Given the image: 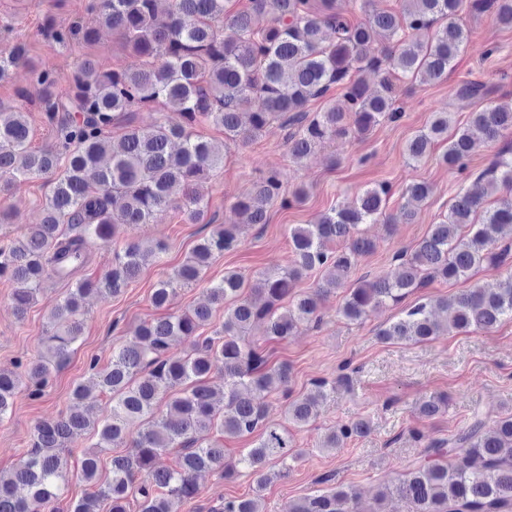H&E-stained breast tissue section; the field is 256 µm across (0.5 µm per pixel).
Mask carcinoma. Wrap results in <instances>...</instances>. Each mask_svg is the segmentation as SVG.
Returning <instances> with one entry per match:
<instances>
[{
	"instance_id": "carcinoma-1",
	"label": "carcinoma",
	"mask_w": 512,
	"mask_h": 512,
	"mask_svg": "<svg viewBox=\"0 0 512 512\" xmlns=\"http://www.w3.org/2000/svg\"><path fill=\"white\" fill-rule=\"evenodd\" d=\"M339 0H250V8L232 13L226 0H90L87 10L110 28L140 64L102 71L84 56L67 76L71 90L55 92L61 80L50 67L32 70L41 89L43 112L56 129L54 143L38 150L30 145V126L23 112L0 111V193L26 181L51 177L49 202L40 223L28 226L19 239L0 240V278L15 284L11 300L23 314L45 281L69 284L48 317L45 353L24 364L26 381L0 369V422L13 413L21 385L38 396L51 369L64 366L72 345L82 334L80 318L85 296L102 299L120 295L145 265L159 258L162 244L145 249L129 240L113 250L112 265L100 275H83L91 243L108 244L118 225L152 224L169 208H179L193 223L213 226L195 245L173 275L158 282L151 296L166 308L177 289L202 281L216 255L239 242L238 225L216 224L196 186L224 163V155L195 131L200 124L224 130V146L245 144L258 137L272 120L289 127L288 149L300 161L324 142L350 131L366 134L383 117L397 112L394 75L433 82L448 77L466 40L456 16L464 0H404L400 15L369 10L371 0H355L366 19L354 24L337 11ZM476 12L491 11L497 22L512 26V0H469ZM45 35L59 45L96 41L97 29L79 23L50 21ZM387 46L372 51L377 39ZM18 44L0 51V80L25 63ZM369 70L379 90L370 93L353 74ZM342 86L340 99L325 111L309 113L311 100L331 85ZM157 106L162 119L148 128L132 124L131 112ZM124 124L116 142L106 135L114 123ZM485 141L512 130V105L482 104L469 124H453L450 113L435 112L428 125L406 146L408 159L418 163L435 143L448 148L443 160L464 173L478 146L473 131ZM480 188L461 190L447 214L429 225L424 238L401 259L395 277L360 280L349 289L341 315L362 322L377 310L395 306L428 274L445 280H468L483 264L512 258V195L487 204L502 189H512V147L497 153L489 169L477 176ZM390 189H367L352 203L330 209L315 224L290 228L294 254L288 268L257 273L252 283L236 272L206 288V300L180 314L144 321L129 344L116 345L105 365L95 358L88 379L73 390L79 404L91 391L109 397L110 413L97 430L96 447L112 451L110 476L99 477V455L81 459V476L91 491L68 505V512H174L176 502L199 493L197 476L222 475L246 469L257 489L288 476V460L301 452L288 428L266 421V399L282 392L288 423L304 427L316 420L321 404L348 380H319L300 396L288 390L290 370L268 365L259 346L249 339L259 325L263 335L286 339L303 323L319 321L321 300L343 286L358 258L375 244L356 235L361 224L413 223L430 197L425 182L405 186V203L386 214ZM283 198L280 176L271 172L252 183L233 208L244 224H266L269 211ZM344 243L339 250L329 244ZM326 275L308 293L292 294L298 279ZM267 301L257 305L244 288ZM224 308V322L212 325L214 312ZM512 321V276L495 288L474 284L452 296L425 298L400 311L379 330L384 341L422 342L459 330L490 331ZM174 336L197 340L194 351H170ZM224 368V412L216 411V391L207 377L216 364ZM169 397L166 411L160 399ZM448 400L432 396L420 414L440 415ZM137 438L126 443L129 428ZM89 427L87 413L76 407L57 419L36 424L30 448L17 465L0 469V512H42L59 501L69 476L68 459L58 449ZM369 430L363 418L326 430L320 444L336 451ZM259 433L253 446L234 461L224 457L221 438ZM172 448L180 451L178 467H154L156 458ZM407 504V512H512V415L485 427L480 417L453 439L431 440L424 460L403 479L382 488L374 512L391 498ZM211 512H262L261 498L227 499ZM288 512H359L357 495L342 487L308 495L288 504Z\"/></svg>"
}]
</instances>
